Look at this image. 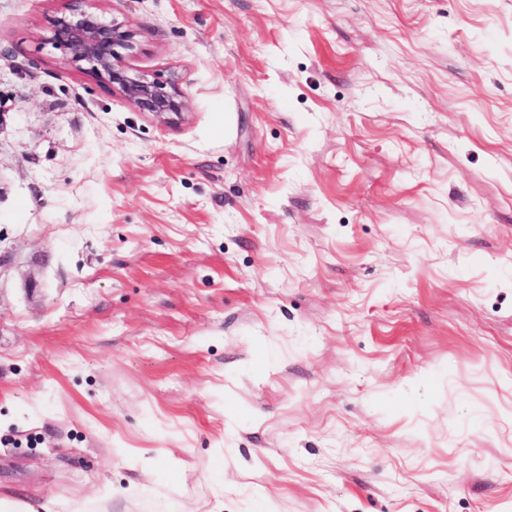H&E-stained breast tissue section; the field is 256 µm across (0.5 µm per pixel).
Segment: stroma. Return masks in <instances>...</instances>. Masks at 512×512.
Instances as JSON below:
<instances>
[{
  "label": "stroma",
  "instance_id": "obj_1",
  "mask_svg": "<svg viewBox=\"0 0 512 512\" xmlns=\"http://www.w3.org/2000/svg\"><path fill=\"white\" fill-rule=\"evenodd\" d=\"M66 5L0 0V496L512 512V0H96L172 126ZM68 2V7L52 22L54 44L65 59L96 81L119 91L139 111L159 122L175 124L183 120L188 101L175 82L132 73L124 64L125 56L138 45L137 33L116 18L104 19L93 8L94 0Z\"/></svg>",
  "mask_w": 512,
  "mask_h": 512
}]
</instances>
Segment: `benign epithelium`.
Listing matches in <instances>:
<instances>
[{
  "instance_id": "1",
  "label": "benign epithelium",
  "mask_w": 512,
  "mask_h": 512,
  "mask_svg": "<svg viewBox=\"0 0 512 512\" xmlns=\"http://www.w3.org/2000/svg\"><path fill=\"white\" fill-rule=\"evenodd\" d=\"M94 0H68L52 22L53 41L65 59L96 81L119 91L139 111L164 124L185 118L188 101L172 81L132 73L125 56L138 45L137 33L115 18L104 19Z\"/></svg>"
}]
</instances>
